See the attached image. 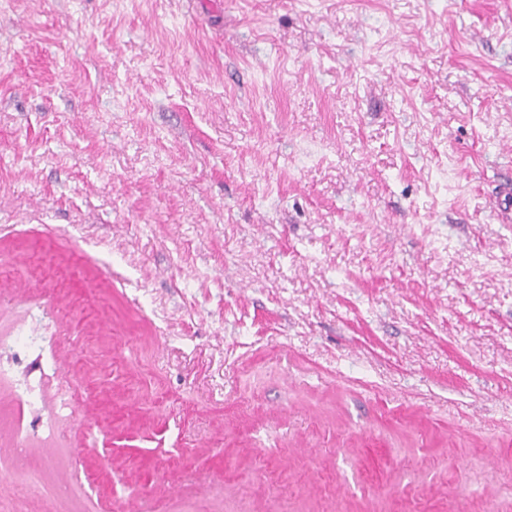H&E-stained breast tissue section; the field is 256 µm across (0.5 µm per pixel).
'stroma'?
Returning <instances> with one entry per match:
<instances>
[{
	"mask_svg": "<svg viewBox=\"0 0 512 512\" xmlns=\"http://www.w3.org/2000/svg\"><path fill=\"white\" fill-rule=\"evenodd\" d=\"M0 290V512H512V0H0Z\"/></svg>",
	"mask_w": 512,
	"mask_h": 512,
	"instance_id": "obj_1",
	"label": "stroma"
}]
</instances>
